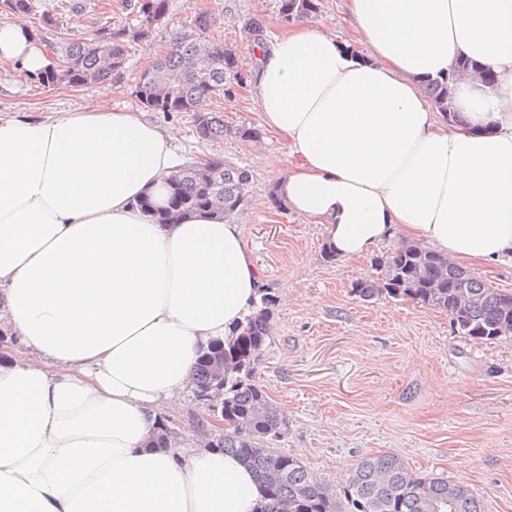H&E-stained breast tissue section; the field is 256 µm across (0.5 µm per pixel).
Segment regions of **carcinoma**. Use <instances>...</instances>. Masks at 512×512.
Segmentation results:
<instances>
[{"label":"carcinoma","instance_id":"obj_1","mask_svg":"<svg viewBox=\"0 0 512 512\" xmlns=\"http://www.w3.org/2000/svg\"><path fill=\"white\" fill-rule=\"evenodd\" d=\"M137 8V25L70 42L63 68L49 67L33 80L48 88L122 77L126 42H152L164 26L169 0H140ZM321 8V0H279L278 13L288 25L318 15ZM4 10L28 15L35 5L33 0H6ZM220 21L215 10L204 9L195 14L190 29L173 33L166 54L140 73L135 97L154 112L192 113L202 140L257 142L263 135L259 127L229 125L223 113L208 108V102L229 93L227 84L243 81L233 50L214 38ZM451 83L450 78L429 82L424 92L448 113L449 121L457 122ZM251 185L252 174L245 166L220 159L189 165L168 178V203L156 210L157 221L167 224L183 214L215 209L232 218L251 202ZM371 267L376 276L352 284L360 300H410L447 313L462 336L481 342L512 338V291L476 278L446 257L403 243L374 256ZM274 303L271 294L260 293V302L230 337L211 343L199 355L193 374L198 398L217 388L216 366L224 364V432L212 447L240 456L254 470L268 499L262 512H482L467 490L442 477L417 474L389 453L367 456L355 465L344 505L298 459L274 451L285 420L255 376Z\"/></svg>","mask_w":512,"mask_h":512}]
</instances>
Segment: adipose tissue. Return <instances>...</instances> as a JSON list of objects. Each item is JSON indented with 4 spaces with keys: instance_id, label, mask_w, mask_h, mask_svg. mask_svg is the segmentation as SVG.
<instances>
[{
    "instance_id": "adipose-tissue-1",
    "label": "adipose tissue",
    "mask_w": 512,
    "mask_h": 512,
    "mask_svg": "<svg viewBox=\"0 0 512 512\" xmlns=\"http://www.w3.org/2000/svg\"><path fill=\"white\" fill-rule=\"evenodd\" d=\"M369 49L297 27L264 46L262 120L293 166L269 181L326 225L335 253L369 257L394 230L458 264L512 266V0H345ZM464 123L422 92L459 56ZM51 64L25 24L0 23V63ZM172 132L118 107L0 117V512H258L237 456L148 442L192 386L201 351L262 286L243 228L217 212L157 223L180 165Z\"/></svg>"
}]
</instances>
